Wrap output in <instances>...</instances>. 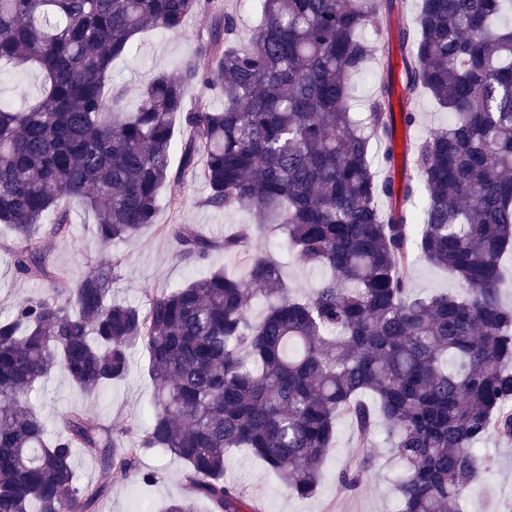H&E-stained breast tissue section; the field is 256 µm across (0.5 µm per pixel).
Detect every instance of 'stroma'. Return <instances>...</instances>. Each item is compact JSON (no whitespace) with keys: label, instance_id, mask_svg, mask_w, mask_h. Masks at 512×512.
<instances>
[{"label":"stroma","instance_id":"stroma-1","mask_svg":"<svg viewBox=\"0 0 512 512\" xmlns=\"http://www.w3.org/2000/svg\"><path fill=\"white\" fill-rule=\"evenodd\" d=\"M209 22L202 14L190 19L182 35H162L147 32L140 37L138 52L116 60L112 74L124 85L128 99H135L141 87L158 72L171 69L190 58L195 52V37ZM170 192L180 201L178 208L161 203L157 221L161 224H193L213 240L237 230L240 225L254 223L252 213L224 212L202 207L207 190L204 184L186 180L171 187ZM72 233L56 240L54 261L69 282L79 281L93 262L108 261L118 255L123 259L114 296L121 301L146 306L151 294L185 284L189 279L213 269L240 272L244 258L234 252L214 250L201 264L185 260L171 236L146 229L134 240H116L102 244L94 231L91 213L77 202L70 205ZM266 243L276 249L283 276L296 291L306 292L315 287L321 274L304 266L288 252L280 232L273 231ZM17 241L10 232L0 233V314L10 312L18 301L33 294L49 293L47 283L17 275L12 253ZM414 293H461L458 281L447 272L425 261H418L408 271ZM155 387L148 373V354L144 348L134 350L125 381L113 385L99 396L84 394L74 387L62 372L53 373L36 393L40 414L49 433H58L65 414L83 410L91 419L101 421L124 437L136 436L145 426L153 402ZM392 442L385 426H377L370 454L371 470L354 490L341 489L338 471L360 455L353 425L347 416H339L334 448L323 465V479L310 497L288 492L282 483L265 471L262 463L244 451L227 456L228 480L239 485L245 498L257 512H396L398 493L395 488L396 467L391 454ZM489 470L475 484L464 503V512H512V440L491 438L482 451ZM145 471L157 473L152 486L128 479L104 504V512H156L169 499L187 494L182 477L183 463L163 453H148L140 460Z\"/></svg>","mask_w":512,"mask_h":512}]
</instances>
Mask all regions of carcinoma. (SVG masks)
<instances>
[{
	"instance_id": "1",
	"label": "carcinoma",
	"mask_w": 512,
	"mask_h": 512,
	"mask_svg": "<svg viewBox=\"0 0 512 512\" xmlns=\"http://www.w3.org/2000/svg\"><path fill=\"white\" fill-rule=\"evenodd\" d=\"M252 2L260 25L242 44L214 0H0V72L41 76L27 107L0 101V224L18 242L16 272L53 292L0 315V512H100L116 487L107 472L157 481L140 469L146 451L184 464L189 494L163 512H255L224 478L225 454L244 449L313 495L342 414L363 448L379 418L395 436L398 512H464L486 469L479 445L512 439V307L500 298L512 251V0H421L386 32L380 13H405V0ZM197 14L210 22L195 55L125 110L113 62L143 30L182 34ZM394 41L406 102L427 94L448 111V125L407 144L398 181ZM371 58L374 96L354 112L350 80ZM194 85L210 98L188 104ZM187 174L207 187L201 205L258 216L224 236V251L246 257L242 276L192 278L144 311L112 299L118 255L75 284L54 267L72 200L104 244L154 227L205 261L217 243L195 225L156 223L161 191ZM268 226L332 276L293 294L253 245ZM416 259L464 293L412 294ZM137 346L155 396L136 439L79 409L49 435L31 394L50 373L94 394L127 377ZM78 449L103 464L97 484L80 482ZM371 465L366 453L340 469L339 486L355 489Z\"/></svg>"
}]
</instances>
